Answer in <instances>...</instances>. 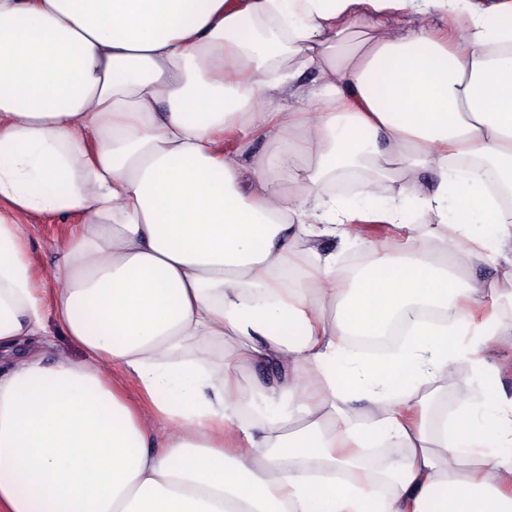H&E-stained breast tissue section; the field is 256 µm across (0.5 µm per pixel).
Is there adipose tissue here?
<instances>
[{
  "mask_svg": "<svg viewBox=\"0 0 512 512\" xmlns=\"http://www.w3.org/2000/svg\"><path fill=\"white\" fill-rule=\"evenodd\" d=\"M349 172L397 190L370 206L336 191ZM507 190L512 0H0V353H24L0 371V512H512L486 357L512 317L473 322L467 277L512 288ZM28 213L78 219L52 292ZM358 217L417 244L345 276L317 243ZM51 321L82 361L26 350ZM397 322L393 351L348 349ZM462 362L485 390L451 418L427 392ZM266 365L289 410L242 416L237 372ZM388 441L404 462L358 477Z\"/></svg>",
  "mask_w": 512,
  "mask_h": 512,
  "instance_id": "obj_1",
  "label": "adipose tissue"
}]
</instances>
